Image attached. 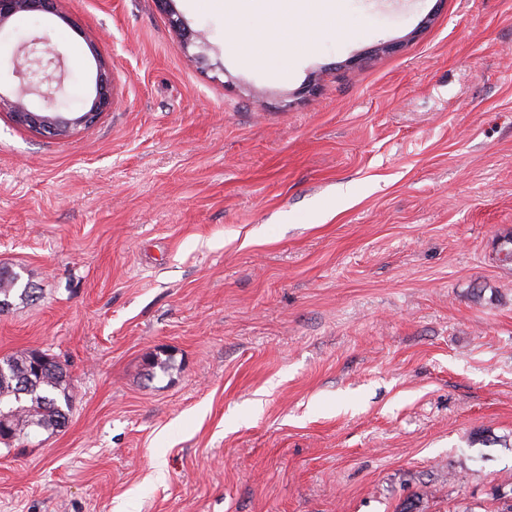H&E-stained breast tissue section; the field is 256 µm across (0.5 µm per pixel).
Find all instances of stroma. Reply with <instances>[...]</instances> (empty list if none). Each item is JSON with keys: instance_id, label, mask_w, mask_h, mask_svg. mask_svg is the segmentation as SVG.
<instances>
[{"instance_id": "1", "label": "stroma", "mask_w": 512, "mask_h": 512, "mask_svg": "<svg viewBox=\"0 0 512 512\" xmlns=\"http://www.w3.org/2000/svg\"><path fill=\"white\" fill-rule=\"evenodd\" d=\"M59 0V140L0 112V358L67 425L0 445V512L512 506V0H342L252 65L210 0ZM170 360L150 376L149 362ZM27 284H22L21 275L19 273H9L0 271V302L10 305L9 298L11 295L20 292L19 296H29Z\"/></svg>"}]
</instances>
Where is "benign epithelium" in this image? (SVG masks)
I'll return each mask as SVG.
<instances>
[{
	"instance_id": "7a95c632",
	"label": "benign epithelium",
	"mask_w": 512,
	"mask_h": 512,
	"mask_svg": "<svg viewBox=\"0 0 512 512\" xmlns=\"http://www.w3.org/2000/svg\"><path fill=\"white\" fill-rule=\"evenodd\" d=\"M56 2L0 0V29L21 12L53 13ZM10 62L17 84L9 94L0 92V112L9 113L19 125L66 138L80 127L94 125L112 108V71L103 62L97 69L91 105L82 112H58L54 108L64 85L63 56L47 37L35 35L17 44L11 51ZM35 98L43 102V107H31V100Z\"/></svg>"
}]
</instances>
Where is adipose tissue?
I'll return each instance as SVG.
<instances>
[{
	"instance_id": "obj_1",
	"label": "adipose tissue",
	"mask_w": 512,
	"mask_h": 512,
	"mask_svg": "<svg viewBox=\"0 0 512 512\" xmlns=\"http://www.w3.org/2000/svg\"><path fill=\"white\" fill-rule=\"evenodd\" d=\"M215 3L224 14L228 44L241 54L250 53L252 35L235 25L237 9L243 6L257 8L263 13L267 24L279 26V33L270 36L261 54L253 55L258 64L266 63L280 54L284 34L311 38L316 28L328 25L339 6L338 0H321L322 6L318 9L313 7L311 0H215Z\"/></svg>"
}]
</instances>
